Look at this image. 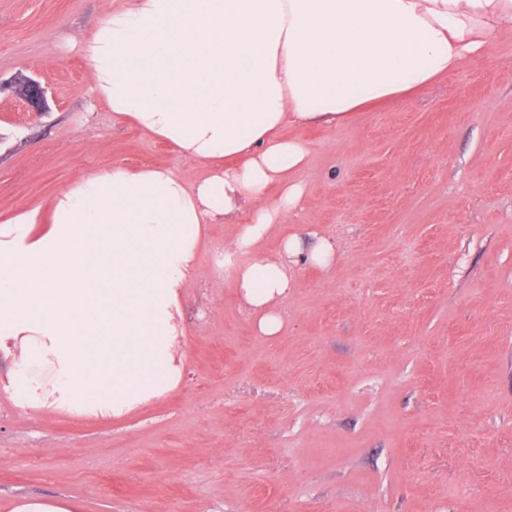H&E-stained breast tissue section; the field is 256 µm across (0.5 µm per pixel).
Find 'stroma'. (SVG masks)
<instances>
[{"label": "stroma", "mask_w": 512, "mask_h": 512, "mask_svg": "<svg viewBox=\"0 0 512 512\" xmlns=\"http://www.w3.org/2000/svg\"><path fill=\"white\" fill-rule=\"evenodd\" d=\"M108 3L0 0V217L112 165L206 177L92 105L75 42ZM282 135L311 145L305 192L262 245L313 229L334 263H297L263 336L217 266L238 225H207L180 386L120 416L1 390L0 512H512V34L406 100ZM12 92L23 99L33 110L39 112L45 104V89L42 85L33 79L26 78L15 86H10ZM73 504L44 498H19L10 506V512H72Z\"/></svg>", "instance_id": "1"}]
</instances>
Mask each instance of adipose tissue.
Masks as SVG:
<instances>
[{"instance_id":"obj_1","label":"adipose tissue","mask_w":512,"mask_h":512,"mask_svg":"<svg viewBox=\"0 0 512 512\" xmlns=\"http://www.w3.org/2000/svg\"><path fill=\"white\" fill-rule=\"evenodd\" d=\"M504 30L512 0H111L78 43L94 100L211 173L190 184L115 165L0 220L5 392L22 408L119 416L176 389L179 290L202 230L246 209L224 264L257 331L277 335L295 258L334 255L297 235L259 247L303 196L310 148L280 130L407 98Z\"/></svg>"}]
</instances>
